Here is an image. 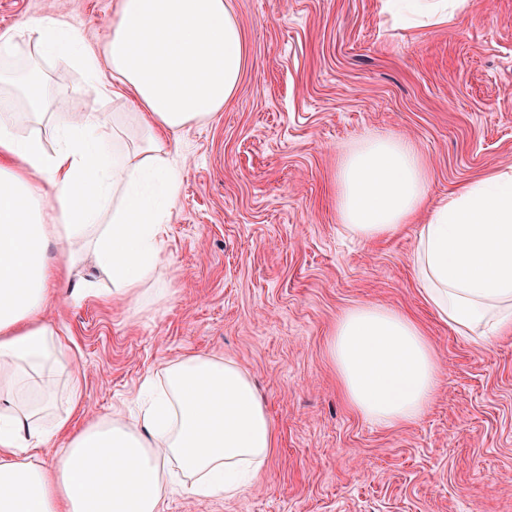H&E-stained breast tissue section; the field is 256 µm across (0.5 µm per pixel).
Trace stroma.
I'll return each mask as SVG.
<instances>
[{
    "label": "stroma",
    "mask_w": 512,
    "mask_h": 512,
    "mask_svg": "<svg viewBox=\"0 0 512 512\" xmlns=\"http://www.w3.org/2000/svg\"><path fill=\"white\" fill-rule=\"evenodd\" d=\"M114 0H0V31L59 16L97 44ZM250 66L235 97L177 144L184 170L157 287L122 313L59 295L82 427L169 362L236 361L277 430L261 478L232 499L168 498L164 512H512V334L460 336L418 293L416 225L367 242L336 220L339 155L377 133L415 141L438 201L512 167V0H468L456 27L393 29L381 0H232ZM60 112H128L77 69L45 66ZM380 304L424 328L443 381L420 420L393 428L345 403L326 350L340 313Z\"/></svg>",
    "instance_id": "stroma-1"
}]
</instances>
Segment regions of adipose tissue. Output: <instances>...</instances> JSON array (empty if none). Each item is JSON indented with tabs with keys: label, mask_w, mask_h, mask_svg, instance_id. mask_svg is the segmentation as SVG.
<instances>
[{
	"label": "adipose tissue",
	"mask_w": 512,
	"mask_h": 512,
	"mask_svg": "<svg viewBox=\"0 0 512 512\" xmlns=\"http://www.w3.org/2000/svg\"><path fill=\"white\" fill-rule=\"evenodd\" d=\"M462 0H384L405 28L455 26ZM61 61L103 97L136 110L52 112L41 70ZM249 66L230 0H117L101 45L46 16L0 32V98L23 90L22 112L0 113V512H162L174 493L238 496L276 448V427L247 373L194 354L167 363L139 412L80 429L49 417L50 378L66 343L46 319L57 288L138 304L156 278L182 182L173 137L208 121ZM430 171L416 143L389 134L349 148L336 167V214L376 239L418 223L414 272L433 313L461 336L512 332V169L493 170L428 202ZM92 249L110 288L72 282ZM328 355L348 404L385 427L417 420L443 379L420 324L376 304L346 310ZM64 436L61 447L49 441ZM166 453H158L157 444ZM50 453L49 465L38 464Z\"/></svg>",
	"instance_id": "1"
}]
</instances>
